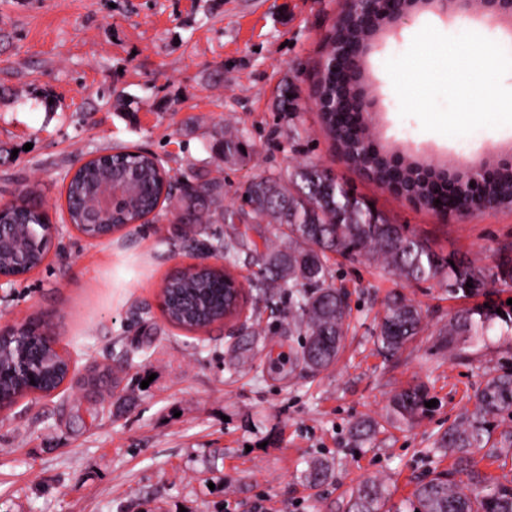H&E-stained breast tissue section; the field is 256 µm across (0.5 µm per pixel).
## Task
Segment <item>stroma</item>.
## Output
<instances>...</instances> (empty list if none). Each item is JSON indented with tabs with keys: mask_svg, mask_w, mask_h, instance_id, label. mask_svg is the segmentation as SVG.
Returning a JSON list of instances; mask_svg holds the SVG:
<instances>
[{
	"mask_svg": "<svg viewBox=\"0 0 512 512\" xmlns=\"http://www.w3.org/2000/svg\"><path fill=\"white\" fill-rule=\"evenodd\" d=\"M343 0H0V203L32 190L60 227L43 264L0 290V325L46 320L73 371L52 396L0 413V512H348L353 488L384 483L403 507L417 480L449 467L435 440L472 408L486 375L512 362V334L492 332L449 360L439 331L470 298L435 281L405 283L366 260L337 257L352 329L336 367L289 364L300 336L275 299L245 328L187 331L169 323L161 284L200 252L172 213L90 241L68 224L66 170L91 154L145 147L172 174L203 167L223 178L225 204L255 173L311 162L332 171L391 223L437 252L494 268L512 258V208L438 217L382 190L352 166L311 104ZM471 31L512 54V23L419 9L382 30L365 56L380 146L440 166L512 153V126L462 137L399 115L384 68L424 26ZM294 111H279L281 91ZM255 152L229 165L211 150L224 127ZM405 294L425 330L392 356L375 328L385 297ZM134 352L125 363L123 351ZM424 381L436 405L413 426L385 418L389 397ZM377 422L365 444L350 428ZM315 459L330 478L309 486Z\"/></svg>",
	"mask_w": 512,
	"mask_h": 512,
	"instance_id": "1",
	"label": "stroma"
}]
</instances>
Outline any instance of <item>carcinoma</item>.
Returning a JSON list of instances; mask_svg holds the SVG:
<instances>
[{"label":"carcinoma","mask_w":512,"mask_h":512,"mask_svg":"<svg viewBox=\"0 0 512 512\" xmlns=\"http://www.w3.org/2000/svg\"><path fill=\"white\" fill-rule=\"evenodd\" d=\"M320 68L319 84L326 102L320 113L321 123L337 142L346 159L365 171L378 184L394 186L412 197L428 211L435 200L448 206H490L501 196L512 197V172H493L482 178L474 189L469 179L447 168L402 163L395 155L382 153L371 139L363 114L348 98L339 96L333 63L336 49L326 55ZM216 150L229 163L246 164L252 147L239 129L221 132ZM135 173L142 191L126 203L103 214L100 221L119 231L148 214L160 215V202H176L181 223L192 225V236L207 234L210 224H270L274 239L263 240V251L247 249L243 234L212 236L208 244L236 266L245 256L261 262L260 279L250 285L253 310L260 302L276 295L288 296L290 322L288 333L299 329L304 341L294 360L309 373L329 370L350 329V307L347 293L336 285L331 269V255L350 259L362 258L389 270L405 282L438 280L448 294L485 297V303L456 312L448 320V342L444 347L453 352L460 344H479L495 329L512 332V305H504L489 297L491 280L512 283V258H504L490 270L454 255L436 253L426 241L391 223L365 200L354 195L331 172L314 164L300 163L283 173L263 170L255 174L239 194L236 208L224 205V180L210 176L202 168L190 167L180 177L190 189L172 194L153 156L123 150L91 161L76 172L68 190L70 223H85L80 200L91 194L102 182L125 173ZM33 201L25 194L11 208L16 224L5 231L13 247L0 251V267L15 272L11 256L13 248L25 252L28 269L39 267L47 254L51 229L28 207ZM472 283L469 288L466 283ZM164 314L169 322L186 330H201L237 314L246 292L223 268L189 266L165 281ZM425 327L419 306L404 295L395 293L384 304L378 322L376 345L379 351L395 354L415 339ZM33 347L40 354L35 368L39 371L35 384L25 377L9 373L16 357L14 347L0 352V391L13 399L33 391L57 389L66 379L67 364L56 349L41 338L33 337ZM428 387L418 381L396 392L389 399L387 418L400 424H412L426 410ZM512 421V367L491 375L475 391V409L446 429L437 447L447 449L454 457L448 471L417 485L410 502L412 512H512V481L492 484L476 468L474 455L484 452L498 458L512 450V430L504 428ZM331 476V464L325 460L312 462L305 473L308 484L316 486ZM387 499L384 485L370 480L360 486L350 500V512H382Z\"/></svg>","instance_id":"carcinoma-1"}]
</instances>
